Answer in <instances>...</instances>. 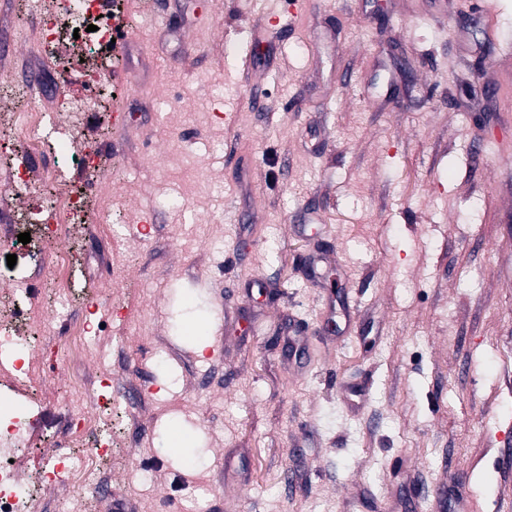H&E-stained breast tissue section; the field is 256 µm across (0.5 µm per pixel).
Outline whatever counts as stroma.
<instances>
[{"mask_svg": "<svg viewBox=\"0 0 512 512\" xmlns=\"http://www.w3.org/2000/svg\"><path fill=\"white\" fill-rule=\"evenodd\" d=\"M40 2L0 0V114L68 86L100 162L47 146L31 165L65 186L18 188L0 117V294L10 254L39 287L15 461L41 475L105 392L131 411L108 494L48 479L43 512H449L445 489L512 512V0L491 29L477 0H120L136 41L93 51L108 111L37 58ZM65 187L87 223H21ZM46 248L75 259L64 310ZM79 323L84 347L54 350ZM175 422L204 467L170 455Z\"/></svg>", "mask_w": 512, "mask_h": 512, "instance_id": "35a3bbf8", "label": "stroma"}]
</instances>
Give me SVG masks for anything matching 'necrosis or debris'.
Returning a JSON list of instances; mask_svg holds the SVG:
<instances>
[{"mask_svg":"<svg viewBox=\"0 0 512 512\" xmlns=\"http://www.w3.org/2000/svg\"><path fill=\"white\" fill-rule=\"evenodd\" d=\"M34 19L41 54L53 60L59 59L62 46L75 30L84 31L86 42L102 44L110 42L113 31L125 24L120 9H109L106 0H54L50 8L37 10ZM71 102L69 90L63 89L49 109L13 114L12 120L23 132L27 144L26 153L18 155L11 167L16 186L30 188L31 170L27 157L41 151L49 135L53 136L60 151L81 150L85 166L96 169L100 156L97 147L79 144L67 123L55 126L49 123L51 113L68 111ZM83 216V197L70 190L49 206L27 213L24 221L39 225L45 237L57 240L68 237L72 225L81 223ZM28 328V314L23 308L0 302V352H10L14 357L12 370L0 372V386L12 392L18 391L24 377L32 373L28 366L30 357L21 351ZM105 420L101 413L74 418L68 441L70 451L58 457L54 475L78 487L105 484L106 449L97 448L77 458L71 453L86 436L99 432ZM20 441L19 417H11L0 424V512H39L40 499L34 481L23 477L13 462Z\"/></svg>","mask_w":512,"mask_h":512,"instance_id":"4bbe7bcc","label":"necrosis or debris"}]
</instances>
